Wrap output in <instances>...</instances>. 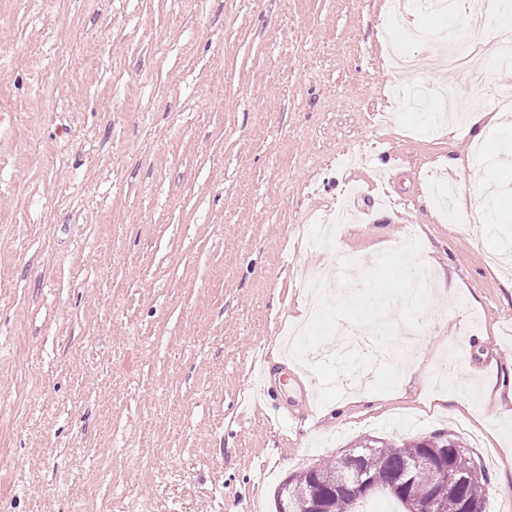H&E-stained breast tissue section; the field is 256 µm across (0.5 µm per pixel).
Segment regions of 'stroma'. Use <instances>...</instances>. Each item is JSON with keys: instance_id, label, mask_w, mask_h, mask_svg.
Returning <instances> with one entry per match:
<instances>
[{"instance_id": "obj_1", "label": "stroma", "mask_w": 512, "mask_h": 512, "mask_svg": "<svg viewBox=\"0 0 512 512\" xmlns=\"http://www.w3.org/2000/svg\"><path fill=\"white\" fill-rule=\"evenodd\" d=\"M387 4L0 0V512H275L286 476L435 432L485 466L486 512H512V267L490 262L512 216L451 222L435 196L512 188L473 152L512 70L446 62L494 45L497 0L477 28L440 7L403 22L413 72L387 61ZM354 194L333 244L322 217ZM307 270L335 293L326 328L383 304L419 331L366 399L346 384L367 357L275 351ZM440 272L456 295L425 283ZM262 354L289 380L284 427L251 388Z\"/></svg>"}]
</instances>
